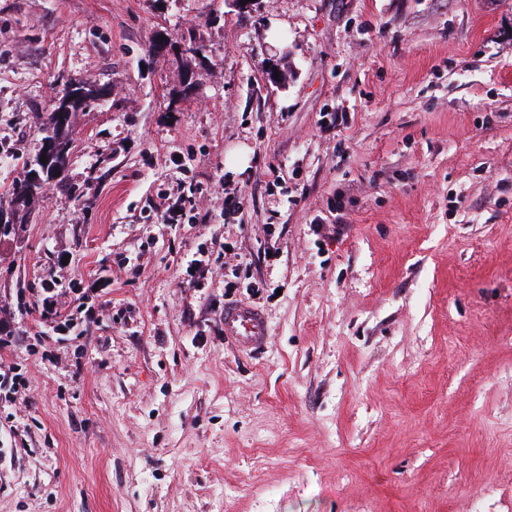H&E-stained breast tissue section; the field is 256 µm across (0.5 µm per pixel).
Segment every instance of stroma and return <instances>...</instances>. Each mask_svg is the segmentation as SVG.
Instances as JSON below:
<instances>
[{"instance_id": "obj_1", "label": "stroma", "mask_w": 512, "mask_h": 512, "mask_svg": "<svg viewBox=\"0 0 512 512\" xmlns=\"http://www.w3.org/2000/svg\"><path fill=\"white\" fill-rule=\"evenodd\" d=\"M69 80L112 93L0 240V512H512V0H0V197ZM267 323L257 307L242 304H224V337L231 339L240 349L257 351L267 341Z\"/></svg>"}]
</instances>
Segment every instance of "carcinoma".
<instances>
[{
    "label": "carcinoma",
    "instance_id": "cac0c4a2",
    "mask_svg": "<svg viewBox=\"0 0 512 512\" xmlns=\"http://www.w3.org/2000/svg\"><path fill=\"white\" fill-rule=\"evenodd\" d=\"M102 91L104 88L100 86L82 82L73 90L66 83L57 92L52 111L45 113L41 123V132H52L57 142V154L53 157L50 173L41 176L43 184L40 185L28 170L24 178L12 186L8 199L0 202V236L9 235L17 224L29 222L33 206L43 194L45 184L55 187L68 198L80 199L68 176L73 118L77 112H83L96 103Z\"/></svg>",
    "mask_w": 512,
    "mask_h": 512
}]
</instances>
